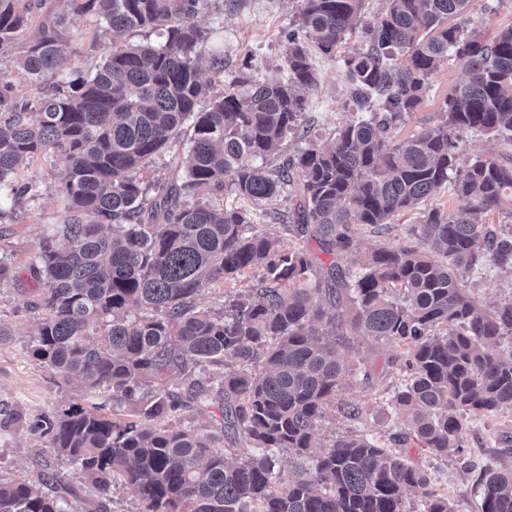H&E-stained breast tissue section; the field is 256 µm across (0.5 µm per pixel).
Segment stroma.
Returning <instances> with one entry per match:
<instances>
[{
	"label": "stroma",
	"instance_id": "stroma-1",
	"mask_svg": "<svg viewBox=\"0 0 512 512\" xmlns=\"http://www.w3.org/2000/svg\"><path fill=\"white\" fill-rule=\"evenodd\" d=\"M301 5L302 0H224L223 11L203 10L198 21L211 32V49H223L229 59L224 73L212 79V95L222 94L232 78L242 71L259 82L285 78L284 45L289 31L298 26ZM464 20L467 27L494 35L498 29L512 26V0H470ZM314 63L318 85L306 96L302 124L315 143L327 144L354 113L346 105L348 87L338 59L318 55ZM464 77L458 61L451 59L441 65L430 80L423 106L399 127V137H408L420 127L436 123L444 97ZM458 148L466 161L478 158L512 161V145H503L480 131L460 132ZM65 165V158L56 154L21 170L22 181L39 183L41 192L36 197L21 199L13 223L0 232V257L12 262L18 272L15 284L0 288V326L10 332L8 340L0 344V471L34 481L43 464L48 463L67 471L76 490L75 496L68 500L66 512H86L90 507L98 508L99 512H141L140 501L131 488L121 485L108 496H101L92 478L71 466L66 458L52 456L44 462L38 455L46 439L36 430L37 421L45 415L56 416L70 404L83 400L74 380L56 374L32 355L42 312L29 306L35 298L30 264L39 240L60 221L63 202L55 190L53 177ZM223 203L228 208L250 211L256 230L301 245L300 236L286 231L274 219L275 214L287 211V196L257 204L228 192ZM457 205L450 189L441 188L417 209L396 214L386 226L361 227L354 258H363L383 243L407 242L408 230L418 222L421 213L433 208L451 211ZM462 279L484 307L494 308L512 301V271L495 267L492 259L464 271ZM394 353L393 347L378 344L369 337L355 338L349 360L351 375L325 410L318 430L320 441L328 442L363 428L385 436L407 430V414H395L384 403L387 392L400 379L398 370L384 365L385 359ZM347 402L361 404L360 418L353 419L344 413L343 405ZM497 449V443L489 440L484 426L478 424L467 434L464 455L454 454L442 460L416 447L410 453L427 466L437 488L448 494L458 512H474L476 476L464 471L463 462L492 461Z\"/></svg>",
	"mask_w": 512,
	"mask_h": 512
}]
</instances>
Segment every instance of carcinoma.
<instances>
[{
    "instance_id": "1",
    "label": "carcinoma",
    "mask_w": 512,
    "mask_h": 512,
    "mask_svg": "<svg viewBox=\"0 0 512 512\" xmlns=\"http://www.w3.org/2000/svg\"><path fill=\"white\" fill-rule=\"evenodd\" d=\"M45 0H0V56L13 52L42 10L21 67L36 92L0 76V190L12 201L39 192L18 171L48 153L66 166L54 177L64 201L59 227L32 263L31 302L47 314L32 355L88 393L112 391V415L73 404L36 424L44 451L95 476L103 491L130 486L142 512H456L427 468L405 449L356 431L318 443V423L350 369L338 354L352 336L402 348L391 363L404 383L389 404L409 413V432L428 453H460L469 423L512 409V302L479 307L458 273L491 256L512 270V234L479 215L512 203V164L461 159L456 133L477 129L512 143V27L485 39L452 19L469 0H388L367 19L362 0H303L288 34L282 81L249 83L246 73L209 96L201 62L224 72L208 50L200 11L221 0H64L107 30L149 29L164 43L94 40L82 53L67 15ZM342 59L360 113L328 146L309 142L276 166L283 140L301 129L305 95L318 77L316 52ZM406 56V63L397 57ZM460 61L465 79L446 95L439 122L394 143L393 131L423 105L441 63ZM84 75L49 85L64 64ZM191 131L186 160L165 162L168 178L146 183L145 165ZM448 187L461 205L431 209L410 228L418 245L384 244L361 264L357 227L382 226ZM256 204L283 193L292 207L274 219L307 235L285 247L254 230L248 212L219 204L224 193ZM262 272L261 287L215 312L197 298L219 283ZM143 313L132 320L128 311ZM215 406L217 430H169L157 423ZM300 471L282 485L274 451ZM480 512H512V448L481 467ZM65 474L40 483L0 474V512H64Z\"/></svg>"
}]
</instances>
